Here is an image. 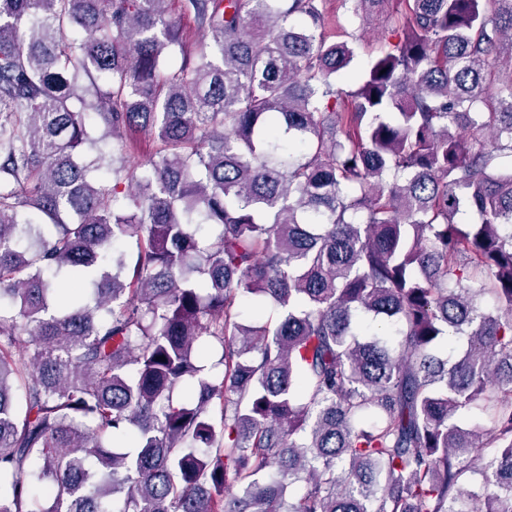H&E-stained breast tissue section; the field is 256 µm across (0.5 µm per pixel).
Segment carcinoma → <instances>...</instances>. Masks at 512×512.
<instances>
[{"label":"carcinoma","mask_w":512,"mask_h":512,"mask_svg":"<svg viewBox=\"0 0 512 512\" xmlns=\"http://www.w3.org/2000/svg\"><path fill=\"white\" fill-rule=\"evenodd\" d=\"M170 2L0 0V512H512V0ZM369 43L368 48L360 50L357 58L355 59L351 69L354 71H361L366 67L367 63L382 51L387 50L389 43H396L398 38L392 36L391 27L386 25L384 16L381 18L376 26L365 37ZM126 137L133 147L130 162L140 163L146 160L153 151L154 144L151 137L135 129L127 131Z\"/></svg>","instance_id":"obj_1"}]
</instances>
